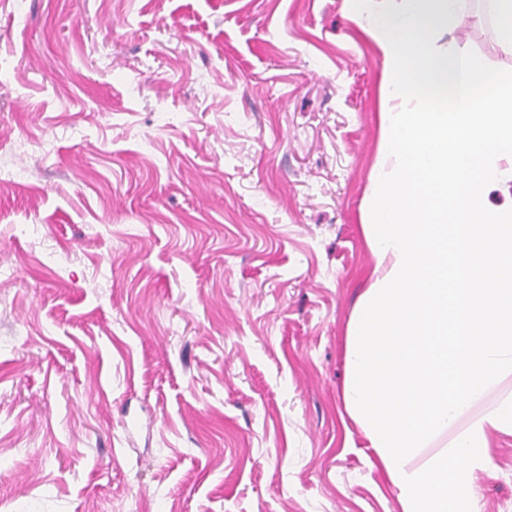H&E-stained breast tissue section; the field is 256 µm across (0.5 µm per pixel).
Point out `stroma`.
<instances>
[{
  "label": "stroma",
  "mask_w": 512,
  "mask_h": 512,
  "mask_svg": "<svg viewBox=\"0 0 512 512\" xmlns=\"http://www.w3.org/2000/svg\"><path fill=\"white\" fill-rule=\"evenodd\" d=\"M383 70L352 0H0V512H398L341 401Z\"/></svg>",
  "instance_id": "obj_1"
}]
</instances>
